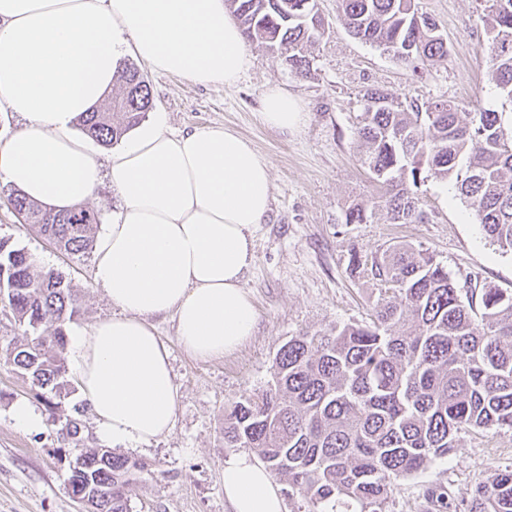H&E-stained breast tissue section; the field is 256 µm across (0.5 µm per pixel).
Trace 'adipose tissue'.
Wrapping results in <instances>:
<instances>
[{"label": "adipose tissue", "mask_w": 512, "mask_h": 512, "mask_svg": "<svg viewBox=\"0 0 512 512\" xmlns=\"http://www.w3.org/2000/svg\"><path fill=\"white\" fill-rule=\"evenodd\" d=\"M128 52L155 72L228 87L249 62L225 0H0V106L24 119L0 139V183L57 211L104 183L120 199L92 271L114 313L73 336L71 353L98 438L125 448L175 425L179 392L152 319L171 317L200 359L253 336L242 280L272 200L268 162L221 126L176 133L159 113L98 158L76 126L107 98ZM261 119L288 132L305 114L273 85ZM224 496L231 512H284L269 469L247 452L225 461Z\"/></svg>", "instance_id": "1"}]
</instances>
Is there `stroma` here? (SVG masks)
<instances>
[{"label":"stroma","instance_id":"stroma-1","mask_svg":"<svg viewBox=\"0 0 512 512\" xmlns=\"http://www.w3.org/2000/svg\"><path fill=\"white\" fill-rule=\"evenodd\" d=\"M327 32L310 49V72L299 78L279 53L250 42L248 68L234 86L205 85L138 66L153 99L174 132L222 126L249 140L271 169V209L253 235L254 258L243 284L257 309L252 338L233 353L201 360L177 340L172 319L154 326L170 351L179 387L175 426L167 437L128 448L147 466L129 489L131 512H229L224 498V463L235 449L224 445V409L266 390L278 349L302 332L324 333L346 324L370 323L378 296L372 281L352 274V253L374 254L392 243H408L434 254L457 283L472 279L512 289V251L493 243L456 189L430 179L415 193L428 214L424 224H392L375 216L368 224H347L354 203L382 201L385 186L373 181L359 161L356 128L363 94L375 88L404 103L425 105L448 99L463 112L507 111L487 76L484 0H415L448 44L447 57L413 68L354 38L337 18V0H317ZM282 86L298 96L305 122L283 133L259 115L266 89ZM0 184V238L24 250L38 269L63 272L81 300L68 335L110 317L112 306L94 288L93 253L60 251L37 226L20 223ZM23 326L0 306V512H81L68 489L60 451L73 447L61 435L60 418L82 409L80 392L49 408L38 387L7 361L10 345L25 339ZM39 413L44 426L28 432L13 416L16 402ZM512 465V431L460 433L444 460H430L417 473L394 481L388 512H426L430 491L447 488L459 512L479 483Z\"/></svg>","mask_w":512,"mask_h":512}]
</instances>
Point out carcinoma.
<instances>
[{"label": "carcinoma", "mask_w": 512, "mask_h": 512, "mask_svg": "<svg viewBox=\"0 0 512 512\" xmlns=\"http://www.w3.org/2000/svg\"><path fill=\"white\" fill-rule=\"evenodd\" d=\"M246 39L310 71L308 47L323 37L317 0H226ZM338 16L355 37L396 60L418 65L448 55L436 25L414 0H338ZM489 75L512 103V0H487ZM124 88L80 120L103 146L118 141L152 108L139 71H122ZM357 140L363 167L385 185L392 224L425 220L413 189L433 177L454 183L485 233L512 249V123L501 112L462 117L447 100L421 109L371 90ZM17 215L64 252L92 247L97 215L78 205L53 212L18 191ZM373 211L350 206L346 224H369ZM350 266L378 286L369 325L329 334L302 333L278 350L273 384L261 396L224 409V447L250 448L288 481L304 512H387L392 482L449 456L458 433L512 430V291L480 283L459 287L448 269L408 243ZM0 303L31 339L14 343L10 364L55 397L66 395L65 325L80 300L67 277L38 270L32 258L0 239ZM84 467L69 472L70 494L85 512H130L129 487L145 465L110 448L84 447ZM469 512H512V466L477 487Z\"/></svg>", "instance_id": "cac0c4a2"}]
</instances>
